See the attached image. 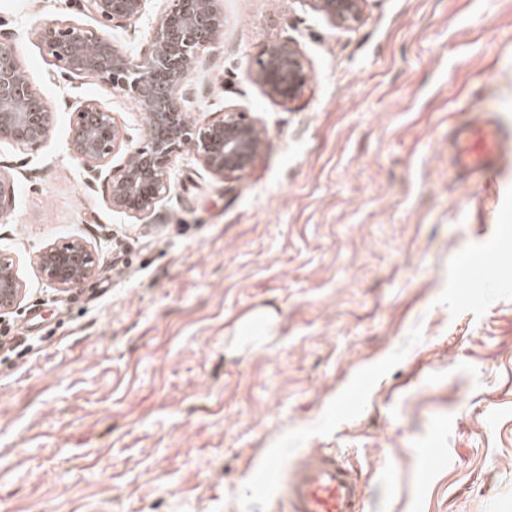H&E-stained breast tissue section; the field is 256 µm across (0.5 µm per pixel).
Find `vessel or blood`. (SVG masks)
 Returning <instances> with one entry per match:
<instances>
[{
	"instance_id": "1",
	"label": "vessel or blood",
	"mask_w": 512,
	"mask_h": 512,
	"mask_svg": "<svg viewBox=\"0 0 512 512\" xmlns=\"http://www.w3.org/2000/svg\"><path fill=\"white\" fill-rule=\"evenodd\" d=\"M505 141L496 116L476 114L451 131L448 161L476 187H487L503 167ZM266 474L290 512H362L358 475L336 453L274 462Z\"/></svg>"
}]
</instances>
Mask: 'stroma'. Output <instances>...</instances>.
<instances>
[{
	"label": "stroma",
	"mask_w": 512,
	"mask_h": 512,
	"mask_svg": "<svg viewBox=\"0 0 512 512\" xmlns=\"http://www.w3.org/2000/svg\"><path fill=\"white\" fill-rule=\"evenodd\" d=\"M161 7L115 45L144 53ZM222 7L187 109L245 108L260 157L226 181L185 149L135 218L69 142L86 101L133 140L141 112L40 45L69 0H0L54 116L38 145L0 141L22 288L0 313L20 338L0 348V512H278L268 461L317 449L358 472L363 512H512V153L493 194L448 169L450 124L482 109L512 130V0H369L353 29L309 0ZM285 39L309 74L296 107L248 77ZM73 239L93 275L48 282L37 254ZM267 307L276 327L239 335Z\"/></svg>",
	"instance_id": "obj_1"
}]
</instances>
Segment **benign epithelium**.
I'll list each match as a JSON object with an SVG mask.
<instances>
[{"instance_id":"benign-epithelium-1","label":"benign epithelium","mask_w":512,"mask_h":512,"mask_svg":"<svg viewBox=\"0 0 512 512\" xmlns=\"http://www.w3.org/2000/svg\"><path fill=\"white\" fill-rule=\"evenodd\" d=\"M99 24L90 28L73 18L40 27L37 39L66 74L93 76L112 91L133 99L147 121L139 142L128 139L113 113L94 101L76 110L70 149L88 171L105 175L112 210L142 214L155 208L169 190V170L183 147L193 148L212 174L226 180L246 175L261 154L266 130L237 106L217 120L197 121L183 107L184 85L196 69L198 54L224 31L221 0H164L147 52L138 59L119 50L108 33L118 23H135L149 0H73ZM338 27L352 28L364 17L368 0H308ZM249 79L283 103L301 99L308 82L305 59L293 40L274 41L260 50ZM22 99L20 110L0 111V140L28 146L49 132L50 108L33 91L13 42L0 38V100ZM119 164L112 166L114 157ZM14 201V181L0 171V218ZM39 268L60 286L83 283L95 268L92 250L81 240L50 246ZM21 284L12 256L0 253V310L12 308Z\"/></svg>"}]
</instances>
